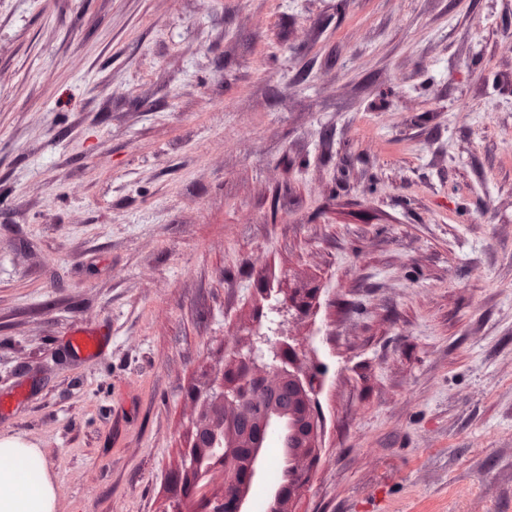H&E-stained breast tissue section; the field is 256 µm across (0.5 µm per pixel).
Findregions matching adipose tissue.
Returning a JSON list of instances; mask_svg holds the SVG:
<instances>
[{"instance_id": "ef3b65f1", "label": "adipose tissue", "mask_w": 512, "mask_h": 512, "mask_svg": "<svg viewBox=\"0 0 512 512\" xmlns=\"http://www.w3.org/2000/svg\"><path fill=\"white\" fill-rule=\"evenodd\" d=\"M41 461L39 449L16 440H0V512H55L56 488L49 476L29 481L20 468L24 460Z\"/></svg>"}]
</instances>
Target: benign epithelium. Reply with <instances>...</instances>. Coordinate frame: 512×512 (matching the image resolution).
Wrapping results in <instances>:
<instances>
[{
    "instance_id": "7a95c632",
    "label": "benign epithelium",
    "mask_w": 512,
    "mask_h": 512,
    "mask_svg": "<svg viewBox=\"0 0 512 512\" xmlns=\"http://www.w3.org/2000/svg\"><path fill=\"white\" fill-rule=\"evenodd\" d=\"M312 295L290 294L284 301L271 307L267 331H256L244 351L234 355L232 364L224 367L212 397L216 402L212 411L195 426V432L186 454L187 487L197 489L198 473L217 448H249L242 463L224 460V486L234 484L237 492L231 497L212 493L202 488L200 500L205 512H249L245 492L261 475V448L267 434L280 425L287 429L289 460L297 469L306 470V461L313 460L319 448L318 439L322 421L317 402L301 363L291 356V348L283 335L281 317L290 309L300 311L308 306ZM268 397L262 408H257L251 390ZM288 391L291 401L288 420H282L277 395Z\"/></svg>"
}]
</instances>
